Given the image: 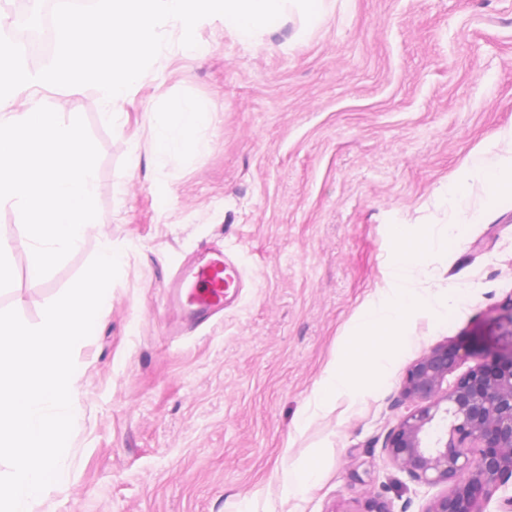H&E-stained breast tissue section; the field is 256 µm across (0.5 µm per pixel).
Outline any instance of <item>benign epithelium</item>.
<instances>
[{
  "label": "benign epithelium",
  "instance_id": "obj_1",
  "mask_svg": "<svg viewBox=\"0 0 512 512\" xmlns=\"http://www.w3.org/2000/svg\"><path fill=\"white\" fill-rule=\"evenodd\" d=\"M462 354L432 348L409 368L401 391L409 409L388 435L389 458L427 488L445 486L424 512H486L495 491L512 478V356L482 364L448 384ZM451 416L430 448L423 436L441 403Z\"/></svg>",
  "mask_w": 512,
  "mask_h": 512
}]
</instances>
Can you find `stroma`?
<instances>
[{
	"instance_id": "obj_1",
	"label": "stroma",
	"mask_w": 512,
	"mask_h": 512,
	"mask_svg": "<svg viewBox=\"0 0 512 512\" xmlns=\"http://www.w3.org/2000/svg\"><path fill=\"white\" fill-rule=\"evenodd\" d=\"M327 0L326 18L291 19L242 38L215 19L135 91L109 126L94 89L59 92L96 143L98 232L45 277L30 271L14 214L0 310L38 322L96 256L125 250L91 336L75 350L70 467L36 512H360L366 498L425 512L442 487L417 486L384 445L405 413L410 366L448 344L459 373L512 354V193L479 222L441 190L479 145L512 158V0ZM195 98L210 147L188 167L152 165L144 111ZM456 227L418 285L464 297L445 319L427 308L409 347L357 403L317 408L327 364L361 305L388 286L403 225ZM240 254L250 281L223 321L169 333L167 285L206 243ZM320 449L319 479L288 490V470Z\"/></svg>"
}]
</instances>
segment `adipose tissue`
<instances>
[{"label": "adipose tissue", "instance_id": "obj_1", "mask_svg": "<svg viewBox=\"0 0 512 512\" xmlns=\"http://www.w3.org/2000/svg\"><path fill=\"white\" fill-rule=\"evenodd\" d=\"M153 144L152 164L157 174H164L173 163L189 165L209 145V124L195 99L173 98L146 113ZM487 185L484 211L497 204L502 190L512 191V161L478 146L468 162L449 182L444 201L456 208L467 206L472 180ZM455 237V227L443 225L436 233L421 227L401 229V246L390 262V286L365 303L358 316L357 330L347 339L346 355L332 359L315 390L316 405L329 410L339 399L358 400L363 395V381L387 372L392 356L409 342L405 327L414 306L432 308L438 316L454 314L461 302L440 299L418 291L415 273L428 253L447 246Z\"/></svg>", "mask_w": 512, "mask_h": 512}]
</instances>
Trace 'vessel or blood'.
I'll use <instances>...</instances> for the list:
<instances>
[{
	"label": "vessel or blood",
	"instance_id": "1",
	"mask_svg": "<svg viewBox=\"0 0 512 512\" xmlns=\"http://www.w3.org/2000/svg\"><path fill=\"white\" fill-rule=\"evenodd\" d=\"M244 284V270L232 253L216 245L204 247L202 257L184 264L169 283L180 310L179 333H192L233 306Z\"/></svg>",
	"mask_w": 512,
	"mask_h": 512
}]
</instances>
